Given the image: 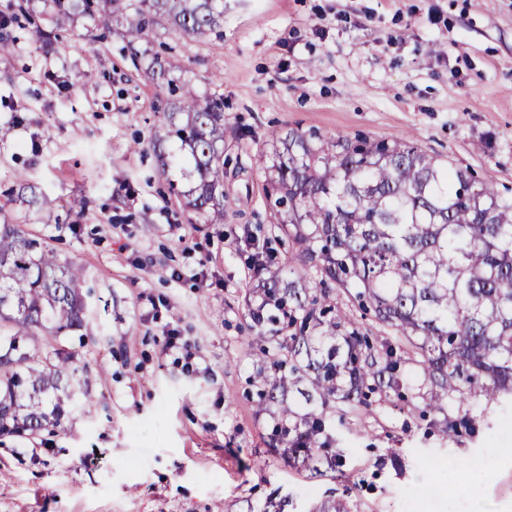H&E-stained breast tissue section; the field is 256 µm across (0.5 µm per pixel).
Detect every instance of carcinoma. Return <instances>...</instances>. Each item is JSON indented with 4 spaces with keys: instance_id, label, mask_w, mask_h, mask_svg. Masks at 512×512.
<instances>
[{
    "instance_id": "cac0c4a2",
    "label": "carcinoma",
    "mask_w": 512,
    "mask_h": 512,
    "mask_svg": "<svg viewBox=\"0 0 512 512\" xmlns=\"http://www.w3.org/2000/svg\"><path fill=\"white\" fill-rule=\"evenodd\" d=\"M139 19L114 34L132 45L154 17L180 35L212 32L221 0H140ZM167 135L192 165L187 207L207 224L224 223V103L177 87ZM266 197L275 224L288 233L304 264L322 276L321 296L271 271L264 298L280 311L288 359L268 350L259 373L274 400L297 391L321 406L362 402L398 386L396 352L377 348L347 316L330 289L354 298L420 356L429 407L442 409L477 392L512 397V200L450 169L410 136L373 141L326 139L315 132H272ZM81 269L59 261L24 225L0 224V435L36 433L58 424L74 380L72 355L43 352L40 332L84 326ZM292 420L285 445L321 447L323 422L313 413Z\"/></svg>"
}]
</instances>
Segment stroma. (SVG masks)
Returning <instances> with one entry per match:
<instances>
[{
    "mask_svg": "<svg viewBox=\"0 0 512 512\" xmlns=\"http://www.w3.org/2000/svg\"><path fill=\"white\" fill-rule=\"evenodd\" d=\"M3 18L0 221L76 263L92 297L86 328L42 333L44 350L72 353L77 382L58 427L0 436V512H312L328 499L346 512H512V403L431 410L411 346L339 288L336 307L400 356V387L323 409L339 466L273 448L284 415L257 374L288 333L251 314L253 253L321 289L272 224L271 132L408 134L512 199V0H224L219 29L179 36L161 18L133 46L111 34L131 8L61 24L50 0H0ZM158 58L224 100L223 223L170 189L186 161L164 138L174 100L150 75ZM22 183L53 208L27 205ZM173 333L183 345L164 349Z\"/></svg>",
    "mask_w": 512,
    "mask_h": 512,
    "instance_id": "1",
    "label": "stroma"
}]
</instances>
